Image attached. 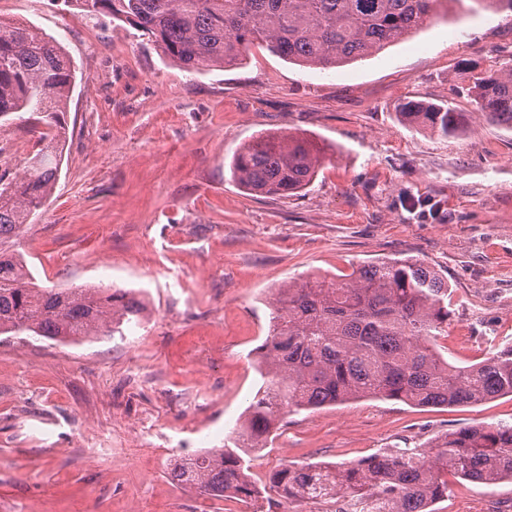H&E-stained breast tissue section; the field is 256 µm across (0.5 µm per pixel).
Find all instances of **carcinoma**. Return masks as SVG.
Returning a JSON list of instances; mask_svg holds the SVG:
<instances>
[{
    "label": "carcinoma",
    "instance_id": "cac0c4a2",
    "mask_svg": "<svg viewBox=\"0 0 512 512\" xmlns=\"http://www.w3.org/2000/svg\"><path fill=\"white\" fill-rule=\"evenodd\" d=\"M143 32L188 72L235 67L255 44L299 66L332 68L372 56L418 29L438 0H65ZM76 70L63 46L29 22L0 19V119L26 111L56 130L22 171L0 174V335L31 333L78 341L142 323L144 307L122 288H50L36 282L16 237L52 193L62 158L65 111ZM476 107L512 129V60L476 79ZM401 121L439 139L458 136L466 114L447 102L406 101ZM324 148L297 134L263 136L232 158L247 192L291 197L306 189ZM269 331L255 348L262 384L239 427L211 448L175 464L178 484L215 499L363 504L384 497L388 512H430L448 494V474L480 484L512 481V425H472L425 448L374 453L350 466L286 464L266 482L246 457L266 448L291 414L365 397L418 407L477 405L512 396V343L459 367L434 340L448 327V281L417 260L388 259L335 279L290 283L273 294Z\"/></svg>",
    "mask_w": 512,
    "mask_h": 512
}]
</instances>
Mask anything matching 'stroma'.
Instances as JSON below:
<instances>
[{
	"mask_svg": "<svg viewBox=\"0 0 512 512\" xmlns=\"http://www.w3.org/2000/svg\"><path fill=\"white\" fill-rule=\"evenodd\" d=\"M0 18L55 37L77 70L63 114L59 180L15 248L45 286L117 285L149 302L125 335L56 342L0 335V512H255L170 481V467L219 448L260 386L254 349L269 297L387 259L448 281L437 340L457 366L512 341V130L467 93L512 60V18L436 15L380 54L330 70L256 45L243 65L190 73L134 27L63 0H0ZM447 101L468 121L440 140L400 122L404 100ZM293 132L326 157L292 197L256 196L229 164L256 137ZM28 113L0 122L18 173L37 148ZM512 423V397L413 407L363 399L289 416L253 456L349 465L445 432ZM512 503V482L448 479L432 512Z\"/></svg>",
	"mask_w": 512,
	"mask_h": 512,
	"instance_id": "obj_1",
	"label": "stroma"
}]
</instances>
